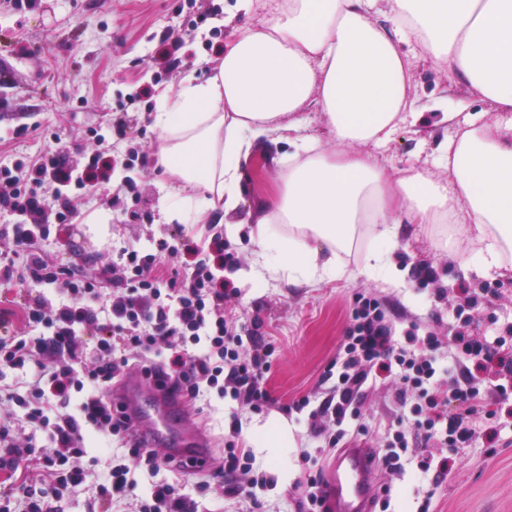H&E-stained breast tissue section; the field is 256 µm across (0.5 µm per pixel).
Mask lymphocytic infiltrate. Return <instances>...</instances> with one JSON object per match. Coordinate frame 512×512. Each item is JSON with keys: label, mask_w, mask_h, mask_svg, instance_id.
I'll return each instance as SVG.
<instances>
[{"label": "lymphocytic infiltrate", "mask_w": 512, "mask_h": 512, "mask_svg": "<svg viewBox=\"0 0 512 512\" xmlns=\"http://www.w3.org/2000/svg\"><path fill=\"white\" fill-rule=\"evenodd\" d=\"M138 154H96L83 167L57 157L0 165V211L15 223L0 229V288H53V301L21 300L23 329L9 330L0 309V501L22 512H60L66 495L90 488V512H200L218 495L234 512H259L255 456L243 436V414L279 408L307 416L313 450L304 462L368 436L374 419L363 410L377 385L390 383L398 408L378 456L386 470L415 468L430 485L417 512H430L434 488L448 476V453L477 440L495 442L512 421V326L478 336L470 327L487 289H462L448 303L451 334L408 332L397 339L381 302L358 295L352 321L321 377V400L280 401L268 386L274 343L239 324L228 304L238 294L224 281L235 264L222 232L205 224L131 246L93 271L58 262L54 232L71 222L73 205L52 210L70 192L84 198L101 168H133ZM138 374L188 402L197 414L232 404L224 448L207 480L188 488L185 465L162 459L139 440L131 420L108 399L120 373ZM45 430L50 452L34 444ZM96 440L102 457L89 455Z\"/></svg>", "instance_id": "lymphocytic-infiltrate-1"}]
</instances>
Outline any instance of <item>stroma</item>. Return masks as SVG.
<instances>
[{
	"label": "stroma",
	"instance_id": "1",
	"mask_svg": "<svg viewBox=\"0 0 512 512\" xmlns=\"http://www.w3.org/2000/svg\"><path fill=\"white\" fill-rule=\"evenodd\" d=\"M0 0V162L35 157L61 149L66 164L84 165L94 151L115 155L136 148L149 159L147 166L115 167L109 182L79 201L77 215L66 233L51 244L63 263L85 261L94 267L127 245L150 249L170 233L175 222L165 219L161 188L173 177L158 166L159 131L154 125L161 91H178L185 79L205 80L208 65L216 61L237 30L258 26L272 10L271 0H257L252 12H234V0ZM172 36L175 51L162 40ZM416 88L415 111L425 113L429 125L402 122L391 140L372 154L392 171L425 169L436 179L448 177L436 162L439 145L451 125L490 111L491 105L460 86L449 83L447 72L421 63L412 71ZM453 116L441 122L442 113ZM125 124L126 138L112 132ZM104 142H97L96 134ZM287 145L269 133L254 141L242 162L243 200L230 221L256 223L259 207L278 192L277 158ZM134 180L138 207L148 214L144 223H127L107 200L110 191ZM110 212L106 224H91L90 213ZM466 225L408 224L395 247V262L404 285L393 288L364 269L371 248L363 239L344 255L345 273L313 286L282 280L255 285L239 277V269L253 259L249 241L229 243L237 263L224 277L240 295L232 302L240 323L260 317V335L274 341L275 358L268 385L281 400L316 395L326 365L335 357L351 320L357 294L375 296L397 329L418 324L421 330L448 332L447 297L459 284L478 288L497 285L480 317L481 325L512 324V262L484 275L466 264ZM422 262L439 272L437 298L431 287L416 285L412 271ZM293 439L276 455L257 451L264 477L255 493L267 512H292L287 501L294 482L303 475L296 451L306 442V427L290 417ZM452 474L436 491L435 512H512V427L503 430L495 447L476 445L451 455Z\"/></svg>",
	"mask_w": 512,
	"mask_h": 512
}]
</instances>
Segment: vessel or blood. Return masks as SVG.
I'll return each instance as SVG.
<instances>
[{"label": "vessel or blood", "mask_w": 512, "mask_h": 512, "mask_svg": "<svg viewBox=\"0 0 512 512\" xmlns=\"http://www.w3.org/2000/svg\"><path fill=\"white\" fill-rule=\"evenodd\" d=\"M112 399L148 428L150 445L161 456L208 467L212 448L184 400L146 384L127 373L112 388ZM329 512H370L376 493L371 448L362 443L340 449L326 480Z\"/></svg>", "instance_id": "obj_1"}]
</instances>
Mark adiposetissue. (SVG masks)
<instances>
[{"mask_svg":"<svg viewBox=\"0 0 512 512\" xmlns=\"http://www.w3.org/2000/svg\"><path fill=\"white\" fill-rule=\"evenodd\" d=\"M408 39L496 112L452 129L440 148L444 181L387 171L365 151L405 116L423 119L412 110L415 61L400 48ZM311 103L335 150L298 137L294 114ZM154 124L158 161L177 179L162 212L197 224L237 207L252 140L275 132L292 146L279 195L251 232L253 280L334 279L365 234L366 269L397 284L390 254L406 224L469 225L467 261L485 272L512 253V0H278L265 25L225 43L211 76L163 92Z\"/></svg>","mask_w":512,"mask_h":512,"instance_id":"adipose-tissue-1","label":"adipose tissue"}]
</instances>
